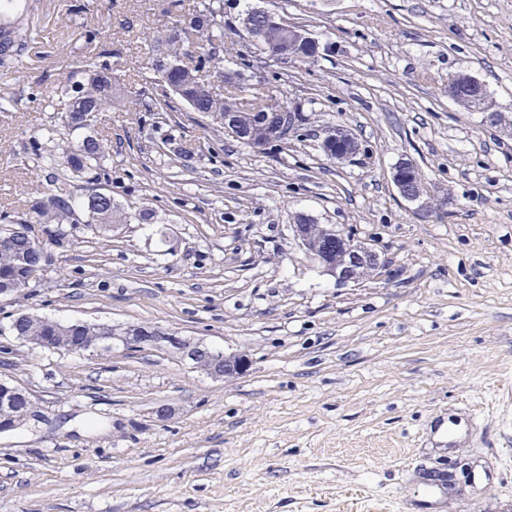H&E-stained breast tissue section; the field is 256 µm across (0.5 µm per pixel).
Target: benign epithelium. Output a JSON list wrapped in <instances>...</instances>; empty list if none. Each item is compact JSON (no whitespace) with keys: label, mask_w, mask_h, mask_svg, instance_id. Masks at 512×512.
I'll return each instance as SVG.
<instances>
[{"label":"benign epithelium","mask_w":512,"mask_h":512,"mask_svg":"<svg viewBox=\"0 0 512 512\" xmlns=\"http://www.w3.org/2000/svg\"><path fill=\"white\" fill-rule=\"evenodd\" d=\"M249 42L261 48L263 58L273 61L295 57L300 46V43L290 40L285 48L282 43L269 41L255 32L251 34ZM448 95L454 99L463 98L469 107L476 110H489L484 85L468 73H458L448 81ZM266 122L271 136L281 139L287 135L295 137L304 126L305 114L293 107H281L278 112L266 117ZM224 130L243 142L252 141L251 132L241 126L234 112L224 113ZM321 148L326 154L336 153V162L342 163L356 157L362 150V144L349 129L336 124L322 130ZM392 180L402 198L417 205L422 212L430 211L431 204L427 200L426 191L422 190L418 169L411 160L402 159L395 165ZM313 223V217L304 215L302 222L291 225L292 240L297 246L305 245L307 225ZM314 259L324 273L336 279L339 286L357 282L358 269L362 266L371 265L378 270L384 266V261L374 247L335 226L328 228L325 245ZM121 342L128 348L150 346L191 361L210 356V350L199 342H191L175 333L147 330L135 325L129 328L127 335L121 337ZM249 365L247 356L229 355L224 357L222 367L212 363L209 373L217 378H234L244 374Z\"/></svg>","instance_id":"7a95c632"}]
</instances>
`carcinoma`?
Here are the masks:
<instances>
[{"label": "carcinoma", "instance_id": "obj_1", "mask_svg": "<svg viewBox=\"0 0 512 512\" xmlns=\"http://www.w3.org/2000/svg\"><path fill=\"white\" fill-rule=\"evenodd\" d=\"M224 0H196L178 15L171 24L153 31L152 53L146 68L156 72L158 63H164L167 79L179 85L192 112H201L220 120L224 128V113L239 114V122L254 130L253 147L262 149L270 144L257 121L268 107L257 102L244 108L235 96L220 97L209 77L224 81V73H242L251 68V60L242 53H224ZM24 31L18 26L0 29V65L8 67L24 49ZM111 55L92 53L85 61L82 79L67 76L61 82V93L68 99L64 113V129L74 132L93 126L101 112L123 108L128 112H166L172 108L164 95L142 105L126 101L117 94L112 79ZM45 143H34L39 171H49L54 189L33 205L34 220L0 216L7 228L0 230V296L26 295L37 287L40 269L52 263V254L45 251L40 238L44 237L56 248H65L78 241V233L85 228L107 237L116 224L127 222L126 212L115 202L98 196L96 185L108 175L110 152L95 136L86 134L77 142L56 137L53 129L46 131ZM42 225V237L32 234L30 223ZM307 250L316 252L323 247L326 225H308ZM9 330L17 339L38 344L46 341L53 350H70L96 336H123L110 326L76 322L55 323L32 314L17 313L10 320Z\"/></svg>", "mask_w": 512, "mask_h": 512}]
</instances>
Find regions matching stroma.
<instances>
[{
    "label": "stroma",
    "instance_id": "stroma-1",
    "mask_svg": "<svg viewBox=\"0 0 512 512\" xmlns=\"http://www.w3.org/2000/svg\"><path fill=\"white\" fill-rule=\"evenodd\" d=\"M249 4L325 47L312 64L257 59L249 71V97L299 106L309 125L254 150L180 103L101 113L91 133L110 147L113 200L154 217L54 251L31 295L0 296V325L23 310L141 325L251 366L221 380L154 348L63 353L0 332V379L37 412L0 434V512H420L433 475L469 494L446 512H512V130L448 95L469 73L512 119V0H224L237 50ZM15 8L27 45L0 68V214L19 215L49 184L32 146L62 126V76L92 43L111 53L121 95L157 94L148 36L177 11ZM327 123L364 152L329 161ZM403 158L431 199L449 198L446 214L399 195ZM302 213L375 244L385 268L336 285L289 241ZM445 420L466 430L447 451L432 440Z\"/></svg>",
    "mask_w": 512,
    "mask_h": 512
}]
</instances>
